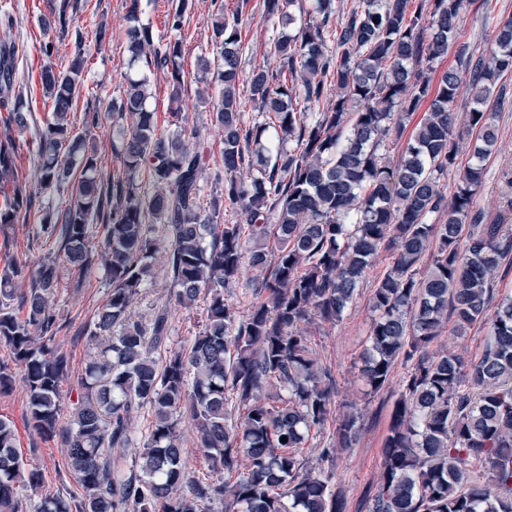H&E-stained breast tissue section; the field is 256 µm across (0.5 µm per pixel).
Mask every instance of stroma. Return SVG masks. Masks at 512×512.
<instances>
[{"mask_svg": "<svg viewBox=\"0 0 512 512\" xmlns=\"http://www.w3.org/2000/svg\"><path fill=\"white\" fill-rule=\"evenodd\" d=\"M261 4L262 0H193L184 21L183 68L189 78L181 91L178 113H171L168 108L171 87L166 74L144 65L139 68L150 81L153 93L150 104L157 113L160 129L171 132L181 126L196 131V142L205 151L201 185L208 197L223 192L222 186L216 184L214 174L224 168V131L214 123L211 105L201 103L198 98L202 85L194 78L197 62L200 56L212 53L211 21L217 9L221 8L226 13L236 12L242 16L244 49L240 67L243 72H251L262 65L277 68V61L269 54L270 43L277 32L264 22ZM130 10L131 0H86L72 23L73 28L81 30L82 43L66 38L59 42L57 55L48 57L39 50L42 17L49 11L47 0H0V42L18 44V81L33 102L27 128L15 135L18 173L31 191L39 189L36 133L44 126L51 111L43 99L40 72L46 64L57 66L61 61L70 60L79 47L85 52L87 71L80 95L70 113L72 130L77 134L89 133L103 160L105 174L119 171L120 161L112 149L115 137L111 119L102 118L100 125L90 130L86 127L85 111L90 103L107 108L123 93V76L129 70L125 40ZM509 19H512V0H470L460 15V39L476 52L486 51L493 42L498 24ZM100 21L106 22L112 31L110 44L102 47L96 46L92 32L94 24ZM502 83L506 87L504 98L492 101L489 106L499 127V147L485 163V182L474 199L476 209L482 211L490 222L504 216V193L512 185V73L505 75ZM389 262V255L381 254L342 319L312 326L309 335L316 358L331 368L336 380V415L328 419L316 438L309 440V447H335L337 415L354 411L361 418L362 432L357 444L347 450L337 449L336 453L335 483L345 500V512H366L365 500L377 488L382 445L392 405L399 394L400 381L408 371L405 364H397L389 388L374 397L368 395L360 378V357L374 317L370 304L371 290L375 277ZM59 271L61 279L56 303L60 330L57 341L70 359L73 374L78 375L83 372L89 354L81 333L94 322L104 304L108 283L98 270L80 278L63 262ZM170 288L171 279L165 261L157 259L154 279L134 301L131 312L136 319L146 321L156 308L167 307L173 342L182 347L188 345L197 332L204 317V305L199 302L191 307L181 306L171 299ZM26 413V388L22 378L18 377L10 390L0 393V418L12 422L18 449L24 458L32 460L44 472V484L40 490H25L19 494V512H36L41 497L56 493L74 497L78 495L79 487L63 467L59 443L37 437L28 425Z\"/></svg>", "mask_w": 512, "mask_h": 512, "instance_id": "obj_1", "label": "stroma"}]
</instances>
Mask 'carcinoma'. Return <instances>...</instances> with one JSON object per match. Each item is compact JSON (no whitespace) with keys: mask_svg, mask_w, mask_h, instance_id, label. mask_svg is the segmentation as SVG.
Wrapping results in <instances>:
<instances>
[{"mask_svg":"<svg viewBox=\"0 0 512 512\" xmlns=\"http://www.w3.org/2000/svg\"><path fill=\"white\" fill-rule=\"evenodd\" d=\"M295 0H262V16L287 24ZM467 0H360L328 40L333 0H313V24L272 40L279 60L271 71L246 78L252 99L272 123L243 129L239 13L218 11L212 23L213 60L199 59L197 81L219 87L213 118L224 128V202L240 208L243 224H214L203 205V154L184 145L186 133L158 132L146 80L125 77L112 124L123 164L105 175L95 146L72 134L70 110L84 82L82 35L62 70L41 71L51 117L38 132L42 194L67 192L63 209L43 206L19 178L13 130L27 125L29 100L17 88L16 43L0 45V231L40 213L36 237L53 243L71 269L103 271L110 285L85 339L93 355L72 380L56 334V259L0 270V344L12 363L0 362V392L23 372L28 422L43 440L58 441L80 487L71 500L40 499L37 512H344L334 490L333 460L351 448L361 426L346 412L336 425V447L316 448L315 461L299 449L333 413L335 378L313 357L307 324L335 322L353 301L377 256H394L373 288L375 317L362 356L367 393L391 382L397 360L412 363L395 400L382 448V470L368 512H512V300L494 303L493 275L512 252V228L487 224L474 198L484 162L499 132L486 109L500 79L512 73V19L498 25L478 57L460 41L457 22ZM179 0L168 15L170 35L154 44L147 25L129 27L131 64L164 71L179 101L184 15ZM77 0L53 5L42 53L70 32ZM454 50L455 65L435 77L434 62ZM288 72L299 81L282 80ZM466 87L474 141L456 131L454 104ZM335 95L334 105L307 120L299 104ZM425 111L408 138L404 118ZM273 128V163L250 182L235 172L250 143ZM406 143L395 163L380 147ZM469 162L452 194L441 184L462 151ZM439 223H429V217ZM169 240L171 295L191 307L205 302L201 328L187 349L171 346L168 312L143 324L132 301L153 274L160 250L156 225ZM102 234V246L93 239ZM427 266L420 274L421 265ZM256 272L247 316L224 297L242 269ZM24 308L19 313L17 307ZM464 336L487 328L479 358L465 362L448 350L429 351L448 324ZM77 399L61 424L64 385ZM148 433L135 428L144 407ZM194 426L217 477L199 481L183 463L180 426ZM287 441H281V437ZM139 447L131 464L114 451ZM38 467L19 454L11 422L0 418V512H18V491L37 490Z\"/></svg>","mask_w":512,"mask_h":512,"instance_id":"cac0c4a2","label":"carcinoma"}]
</instances>
